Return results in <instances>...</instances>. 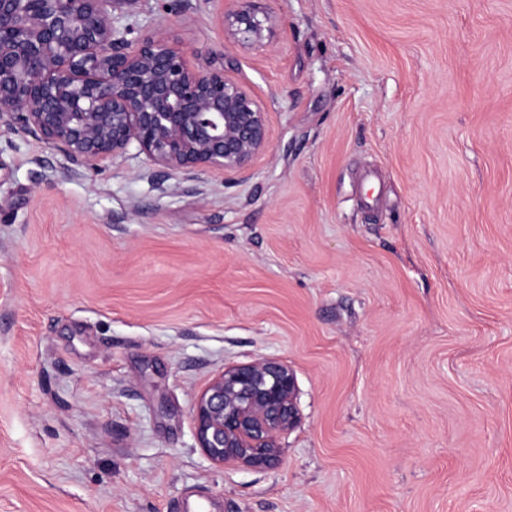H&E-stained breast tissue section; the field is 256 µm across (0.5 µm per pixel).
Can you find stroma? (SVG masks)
I'll list each match as a JSON object with an SVG mask.
<instances>
[{"label":"stroma","instance_id":"1","mask_svg":"<svg viewBox=\"0 0 512 512\" xmlns=\"http://www.w3.org/2000/svg\"><path fill=\"white\" fill-rule=\"evenodd\" d=\"M128 23L222 50L268 114L243 175L97 170L0 129V512H512V0H207ZM276 357L272 470L215 467L192 403ZM213 3L220 22L224 41L242 49H253L271 44L277 37L279 20L260 10L257 0H207ZM225 2H233L227 7Z\"/></svg>","mask_w":512,"mask_h":512}]
</instances>
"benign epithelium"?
<instances>
[{
  "instance_id": "obj_1",
  "label": "benign epithelium",
  "mask_w": 512,
  "mask_h": 512,
  "mask_svg": "<svg viewBox=\"0 0 512 512\" xmlns=\"http://www.w3.org/2000/svg\"><path fill=\"white\" fill-rule=\"evenodd\" d=\"M132 0H0V127L21 129L94 170L135 148L151 175L249 171L269 147L267 112L222 66L191 64L155 31L135 33ZM224 39L271 44L279 20L257 0H210ZM198 447L222 467L273 469L301 420L284 361L231 365L195 398Z\"/></svg>"
}]
</instances>
